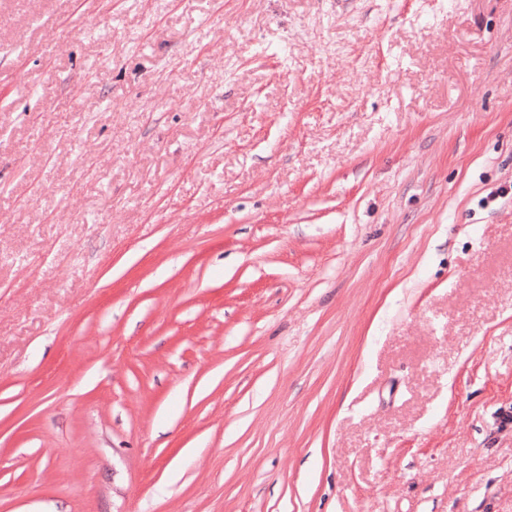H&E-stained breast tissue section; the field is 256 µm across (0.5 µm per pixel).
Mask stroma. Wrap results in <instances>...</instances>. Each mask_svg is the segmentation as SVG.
Wrapping results in <instances>:
<instances>
[{
    "instance_id": "obj_1",
    "label": "stroma",
    "mask_w": 512,
    "mask_h": 512,
    "mask_svg": "<svg viewBox=\"0 0 512 512\" xmlns=\"http://www.w3.org/2000/svg\"><path fill=\"white\" fill-rule=\"evenodd\" d=\"M512 0H0V512H512Z\"/></svg>"
}]
</instances>
